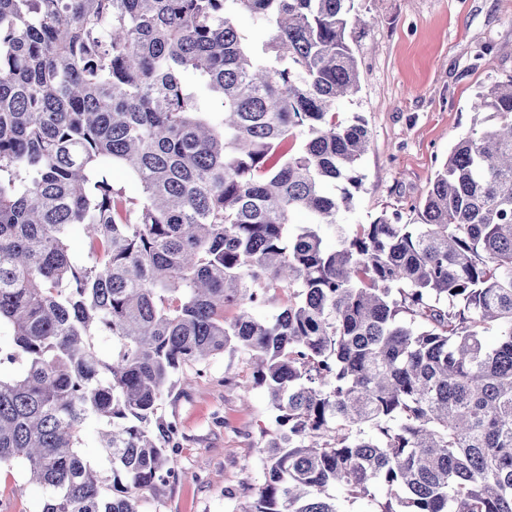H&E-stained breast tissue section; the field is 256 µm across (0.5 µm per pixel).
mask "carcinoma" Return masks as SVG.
I'll return each instance as SVG.
<instances>
[{
    "mask_svg": "<svg viewBox=\"0 0 512 512\" xmlns=\"http://www.w3.org/2000/svg\"><path fill=\"white\" fill-rule=\"evenodd\" d=\"M360 21L355 0H0V466L42 512H140L178 479L163 399L228 350L272 408L230 512H341L331 485L380 488L375 512H512V76L413 222L351 231Z\"/></svg>",
    "mask_w": 512,
    "mask_h": 512,
    "instance_id": "obj_1",
    "label": "carcinoma"
}]
</instances>
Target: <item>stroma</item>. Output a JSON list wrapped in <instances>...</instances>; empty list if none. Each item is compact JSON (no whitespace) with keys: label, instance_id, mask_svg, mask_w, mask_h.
<instances>
[{"label":"stroma","instance_id":"35a3bbf8","mask_svg":"<svg viewBox=\"0 0 512 512\" xmlns=\"http://www.w3.org/2000/svg\"><path fill=\"white\" fill-rule=\"evenodd\" d=\"M360 13L347 30L360 91L339 105L341 118L361 116L371 133L343 214L351 228L393 211L414 220L413 206L473 127L478 91L512 76V0H360ZM483 46L488 55L476 59ZM249 375L245 355L227 352L179 378L160 409L180 424L179 478L148 494L141 512H228V491L251 500L271 409L261 389L242 397ZM45 497L21 465L0 468V499L16 512H41Z\"/></svg>","mask_w":512,"mask_h":512}]
</instances>
